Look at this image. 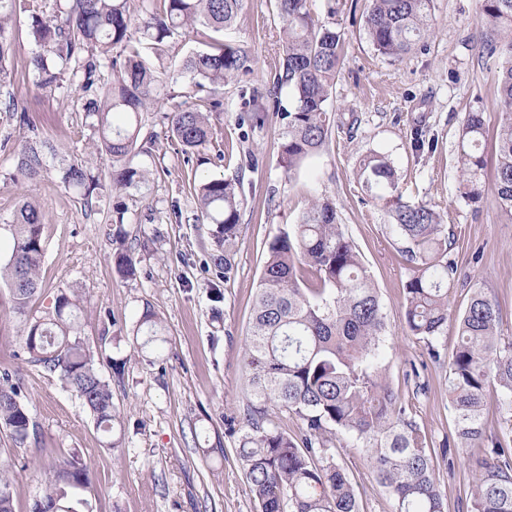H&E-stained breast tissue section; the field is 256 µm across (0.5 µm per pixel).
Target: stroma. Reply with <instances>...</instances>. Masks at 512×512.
Here are the masks:
<instances>
[{
    "instance_id": "35a3bbf8",
    "label": "stroma",
    "mask_w": 512,
    "mask_h": 512,
    "mask_svg": "<svg viewBox=\"0 0 512 512\" xmlns=\"http://www.w3.org/2000/svg\"><path fill=\"white\" fill-rule=\"evenodd\" d=\"M368 0H312L316 19L344 34V51L327 101L332 133L320 153L298 170L279 165L281 113L266 112L261 124L244 122L247 103L273 94L274 67L282 54L274 0H245L224 37L244 47L253 72L210 94L177 83V102L211 113V142L183 152L170 131L166 109L145 113L139 139L150 142L142 162L151 172L141 189H112V158L97 148V130L86 124L85 94L77 87L50 92L28 72L36 50L28 37V11L17 10L12 26L10 76L0 84V264L12 248L8 222L18 203L35 202L45 215L42 293L33 309L50 304L59 291L78 290L81 339L110 383L120 415L113 437L103 434L80 400L57 377L26 361L22 320L11 311V294L0 281V371L18 372L37 441L9 447L13 462L15 512H28L51 478L60 451L80 449L91 470L84 493L91 512H258L235 449L242 433L248 387L240 356L269 243L292 229L316 196L336 200L339 220L357 246L379 291L386 314L384 364L395 388L414 400L413 417L431 448L450 446L453 469H441L447 512H466L470 470L482 448L461 446L448 403V362L457 340L455 325L439 334L444 358L430 359L425 343L411 336L404 317L405 285L411 270L380 203L355 175L359 157L388 156L397 171L398 191L408 202H430L453 230L450 253L457 284L450 311L466 306L472 286H481L502 314V334L512 336V219L491 199L468 203L458 195L456 143L465 113L485 114L496 132V65L479 57L478 0H433L436 34L426 47L399 60L379 55L364 31ZM191 31L161 46L145 42L143 57L157 69L177 68L201 49ZM25 109L31 128L6 111L8 97ZM53 145L57 154L37 182H14L17 146L28 134ZM90 161L103 186L92 203L58 180V157ZM233 179L244 201L232 252H225L198 209L194 183ZM123 226H116L117 209ZM123 230L137 261L136 278L117 272L112 235ZM230 266H223V257ZM162 321L164 356L137 350V321L144 307ZM124 363L114 374L113 361ZM425 394L414 395L416 383ZM331 452L356 488L362 512H392V500L375 480L370 462L344 435Z\"/></svg>"
}]
</instances>
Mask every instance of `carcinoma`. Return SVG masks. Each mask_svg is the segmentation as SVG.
<instances>
[{
  "label": "carcinoma",
  "instance_id": "1",
  "mask_svg": "<svg viewBox=\"0 0 512 512\" xmlns=\"http://www.w3.org/2000/svg\"><path fill=\"white\" fill-rule=\"evenodd\" d=\"M244 0H142V19L131 15L128 0H66L55 15L42 17V0H31L28 36L38 50L29 67L49 91L78 83L87 93L85 118L98 130L101 149L112 156V185L139 190L148 170L138 162L141 115L163 105L161 89L186 81L202 90L222 87L252 73L239 45L209 37L208 48L186 57L176 74L160 72L141 56L138 41L156 44L183 30L202 26L214 33L230 28ZM482 33L479 54L501 58L496 75L501 123L496 133V162L491 190L501 211L512 216V0H478ZM283 55L274 89L288 90L291 107L280 133L279 164L287 173L325 147L331 135L326 102L339 69L344 34L315 21L310 0H276ZM16 0H0V82L7 77ZM364 29L375 50L391 60L415 51L435 34L432 0H371ZM171 129L184 150L213 138L209 113L174 106ZM481 112L464 115L457 140L460 196L478 202L487 194L483 176L487 158ZM46 145L25 139L17 154V174L33 182L45 170ZM60 183L85 203L100 189L87 160L61 163ZM357 177L382 204L404 242L401 253L412 274L405 288V321L411 335L439 359L433 340L448 324V294L456 268L449 259L454 233L436 206L408 204L394 195L396 170L390 159L372 153L360 160ZM207 223L229 253L237 238L242 200L237 183L211 179L195 188ZM14 244L0 279L10 288L13 311L23 317L27 362L54 374L77 395L113 448L119 415L112 389L81 340L78 295L62 291L37 314L30 303L41 293L44 218L24 201L9 221ZM114 253L118 272L137 275L122 237ZM457 321V341L448 353V399L456 434L466 447L485 448L471 471L467 512H512V437L486 431L484 399L499 392L501 411L512 421V338L501 333L497 303L473 290ZM142 348L165 352L162 322L146 307L138 319ZM386 316L372 276L354 242L338 221L334 199L320 196L301 213L292 231L276 236L255 299L242 364L250 387L244 431L235 453L258 503L259 512H360L359 500L344 465L329 453L339 434L364 452L377 482L394 502V512H445L435 451L412 417L411 404L386 379L382 346ZM301 421L292 436L272 424V414ZM0 429L25 445L35 430L23 401L20 379L0 371ZM53 479L30 512H86L81 493L91 484L89 466L77 449L52 463ZM12 464L0 455V512H15Z\"/></svg>",
  "mask_w": 512,
  "mask_h": 512
}]
</instances>
